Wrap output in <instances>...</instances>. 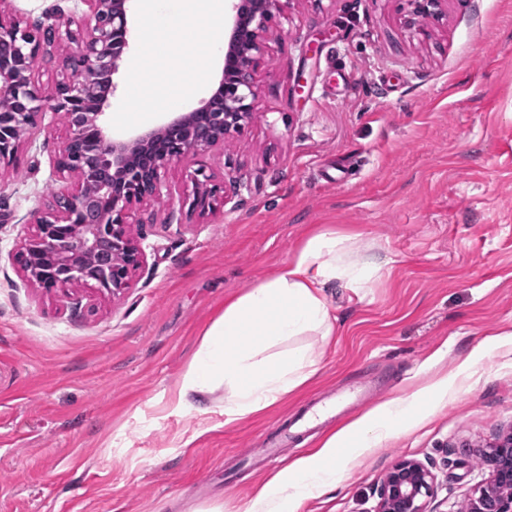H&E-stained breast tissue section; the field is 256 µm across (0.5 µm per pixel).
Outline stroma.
<instances>
[{
    "label": "stroma",
    "mask_w": 512,
    "mask_h": 512,
    "mask_svg": "<svg viewBox=\"0 0 512 512\" xmlns=\"http://www.w3.org/2000/svg\"><path fill=\"white\" fill-rule=\"evenodd\" d=\"M34 24L79 15V0H10ZM406 0H290L270 23L257 68L258 118L233 140L170 162L162 200L132 217L146 262L119 298L89 286L47 293L15 255L60 184L62 118L47 111L0 169V512H237L323 437L435 374L455 371L512 328V0H448L426 32ZM106 111L126 138L186 112L221 74L175 105L136 99L149 70L138 36ZM237 193L189 215L196 169ZM356 236L389 258L365 297L336 287V334L310 337L320 368L267 410L225 424L217 409L177 407L200 340L225 299L282 268L313 230ZM367 401L323 421L255 470L264 439L323 392ZM512 427V344L417 425L349 459L335 485L297 512H374L393 464L436 476L432 512H466L488 475L480 446Z\"/></svg>",
    "instance_id": "35a3bbf8"
}]
</instances>
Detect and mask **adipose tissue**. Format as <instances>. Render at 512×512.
<instances>
[{
  "mask_svg": "<svg viewBox=\"0 0 512 512\" xmlns=\"http://www.w3.org/2000/svg\"><path fill=\"white\" fill-rule=\"evenodd\" d=\"M165 44H173L170 27L179 18L200 26L207 41L196 61L193 81L181 80L172 63L161 64L150 76H134L139 88L157 78L177 86L181 94L194 91L208 73L211 59L223 50L220 20L224 0H133ZM385 267L376 257H361L353 237L321 229L310 234L280 271L227 298L223 311L202 334L178 389V402L195 399L197 407H219L225 423L257 414L287 397L317 372L319 356L299 337H328L336 330V315L328 290L343 286L362 293ZM475 349L456 372L437 375L410 395L383 402L329 434L307 455L293 460L239 512H282L312 491L336 480L343 466V449L355 454L372 447L383 436L405 428L424 405L447 395L460 375L474 370L482 357ZM223 391V403L214 394Z\"/></svg>",
  "mask_w": 512,
  "mask_h": 512,
  "instance_id": "adipose-tissue-1",
  "label": "adipose tissue"
}]
</instances>
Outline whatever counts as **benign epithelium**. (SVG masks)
<instances>
[{"label": "benign epithelium", "instance_id": "1", "mask_svg": "<svg viewBox=\"0 0 512 512\" xmlns=\"http://www.w3.org/2000/svg\"><path fill=\"white\" fill-rule=\"evenodd\" d=\"M80 18L56 16L30 25L0 10V166L13 164L23 135L50 109L64 115L66 135L54 168L66 187L56 205L33 214L34 230L17 259L27 277L47 293L84 285L123 294L145 263L135 240L131 210L162 195L161 171L173 161L203 154L233 139L257 115L255 69L264 59L273 9L280 0H224L227 13L224 67L217 87L186 113L127 139L109 136L105 108L128 46L130 0H81ZM408 25L439 20L446 0H407ZM66 43L65 70L90 69L86 80L57 81L46 95L35 84L36 62L55 58ZM229 190L196 171L188 212L205 216L230 202ZM490 458L488 480L469 512H512V430L479 454ZM435 495L432 471L403 459L378 490L377 512H427Z\"/></svg>", "mask_w": 512, "mask_h": 512}]
</instances>
